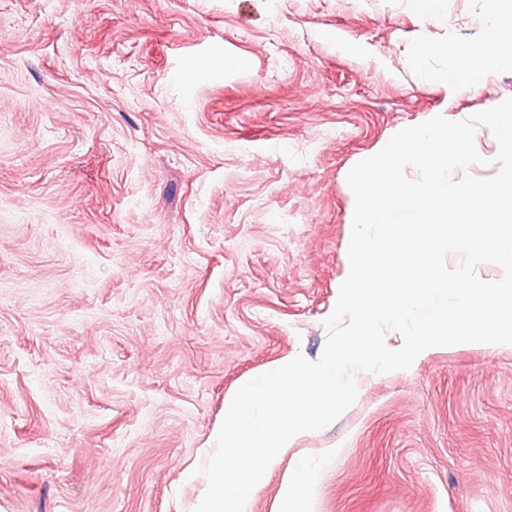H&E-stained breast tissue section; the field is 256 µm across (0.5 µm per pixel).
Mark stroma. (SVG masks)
Instances as JSON below:
<instances>
[{"instance_id": "1", "label": "stroma", "mask_w": 512, "mask_h": 512, "mask_svg": "<svg viewBox=\"0 0 512 512\" xmlns=\"http://www.w3.org/2000/svg\"><path fill=\"white\" fill-rule=\"evenodd\" d=\"M484 13L0 0V512H188L239 382L323 352L349 170L512 98L439 79ZM288 454L310 512H512V344L364 375Z\"/></svg>"}]
</instances>
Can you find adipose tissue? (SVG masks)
<instances>
[{"label": "adipose tissue", "instance_id": "obj_1", "mask_svg": "<svg viewBox=\"0 0 512 512\" xmlns=\"http://www.w3.org/2000/svg\"><path fill=\"white\" fill-rule=\"evenodd\" d=\"M483 34L475 42L453 44L449 52L456 65L445 75L448 84L464 83L470 72L493 71L504 59L512 58V0H485Z\"/></svg>", "mask_w": 512, "mask_h": 512}]
</instances>
